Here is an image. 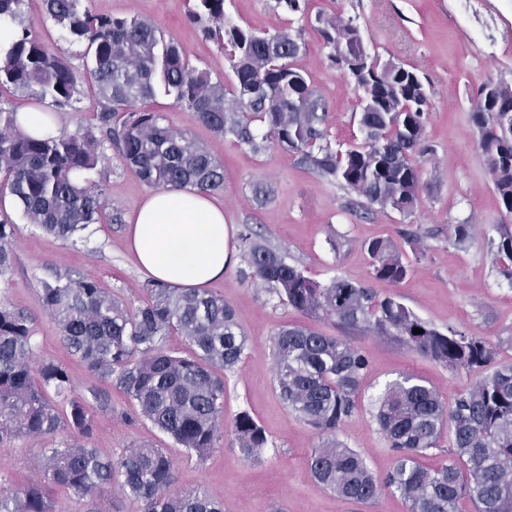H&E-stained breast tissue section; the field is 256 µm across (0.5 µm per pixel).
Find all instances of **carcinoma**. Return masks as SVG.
<instances>
[{"label":"carcinoma","instance_id":"carcinoma-1","mask_svg":"<svg viewBox=\"0 0 512 512\" xmlns=\"http://www.w3.org/2000/svg\"><path fill=\"white\" fill-rule=\"evenodd\" d=\"M23 0H0V21H17ZM84 0H44L47 16L73 44L84 46L83 72L51 52L28 27L0 52V87L26 93L58 109L77 102L78 85L91 79L103 101L93 131L36 137L17 126L16 110L0 108V195L10 194L22 217L73 243L84 240L104 209L102 185L89 179L108 143L124 166L151 188L189 186L208 195L224 186V168L198 142L138 104L161 90L224 138L258 151L266 142L297 156L313 173L352 196L351 207L413 213L426 183L416 158L426 155L430 99L413 68L385 63L365 70L357 28L336 15L316 18L330 63L348 72L358 94L361 143L345 150L327 134L328 106L294 65L304 43L288 31L256 32L225 12L226 0H192L191 20L216 41L234 81H212L191 66L179 46L137 15L102 16ZM503 214L512 217V85L480 87L472 112ZM492 266L512 283V225H495ZM15 225L0 221V275L14 258ZM375 277L398 284L409 273L389 239L370 242ZM250 278L302 315L333 319L350 331L390 338L451 371L479 379L449 403L425 381L405 377L378 396L374 419L395 454L379 485L364 457L331 438L359 407L368 359L344 337L307 326L284 325L271 337L276 388L289 411L329 440L310 456L312 476L337 497L367 504L382 488L399 494L409 512H458L468 499L475 512H512V363L496 365V349L482 337L436 329L396 297L378 299L362 285L334 278L317 282L288 256L249 241ZM134 306L88 278L56 276L41 282V300L70 354L94 378L107 379L136 407L129 422H151L179 447L205 459L224 437V375L242 360L245 335L224 297L148 280ZM421 332L415 334L413 329ZM185 339L191 354L163 348L166 337ZM490 373H484L487 368ZM95 426L75 394L65 364L40 359L31 319L0 299V442H45L40 477L0 488V512H54L53 493L64 489L96 500L112 488L141 504V512H224L202 487L184 492L165 449L150 444L103 453L92 447ZM230 432L251 457L268 444L246 412ZM449 436L453 451L434 469L419 458Z\"/></svg>","mask_w":512,"mask_h":512}]
</instances>
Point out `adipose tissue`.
Returning <instances> with one entry per match:
<instances>
[{
	"instance_id": "1",
	"label": "adipose tissue",
	"mask_w": 512,
	"mask_h": 512,
	"mask_svg": "<svg viewBox=\"0 0 512 512\" xmlns=\"http://www.w3.org/2000/svg\"><path fill=\"white\" fill-rule=\"evenodd\" d=\"M127 243L147 276L186 290L223 279L236 261L223 206L188 187L149 192L128 218Z\"/></svg>"
}]
</instances>
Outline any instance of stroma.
<instances>
[{
  "mask_svg": "<svg viewBox=\"0 0 512 512\" xmlns=\"http://www.w3.org/2000/svg\"><path fill=\"white\" fill-rule=\"evenodd\" d=\"M100 15H139L178 42L189 63L231 83L234 74L223 51L187 17L189 0H85ZM233 22L256 31L285 28L305 48L295 64L329 107L328 134L341 147L361 142L359 108L348 76L331 66L327 50L311 22L320 13H338L358 28L368 52L380 62L407 64L426 79L430 109L424 161L427 188L407 217L395 212L352 211L348 196L301 165L275 145L252 150L216 136L198 123L173 97L156 94L143 109L163 113L224 166V186L213 198L224 206L233 229L231 243L239 257L221 280L211 284L236 312L249 339L242 361L225 372L224 420L248 413L260 424L268 445L248 458L234 436L227 435L205 459L197 460L146 420L131 424L130 406L120 391L109 402L94 396L101 384L71 361L40 298V282L52 274L96 280L112 294L139 303L145 274L125 237V220L148 194V186L124 167L113 148H104L93 180L106 188L101 223L83 244L47 235L25 223L19 210L0 212L16 226L15 260L0 276L11 305L34 322L38 353L67 362L73 388L94 417L95 447L119 451L139 444L167 449L181 490L205 488L224 512H407L403 499L383 491L368 505L338 498L311 475L309 459L323 438L283 404L275 387L271 336L284 325L306 324L305 316L282 305L248 277L241 233H254L269 247L286 253L308 277L327 282L339 277L370 288L380 297L399 296L423 320L440 331L461 328L481 336L497 351V360L512 363V283L492 268L490 240L494 225L505 223L472 122L473 100L487 80L512 85V0H474L461 11L457 0H306L304 14L288 15L276 0H226ZM21 18L52 51L81 68V45L70 43L47 19L43 0H24ZM102 105L90 80L80 85L75 107L57 111L58 128L67 133L94 129ZM455 224L472 225L463 245L449 244ZM391 239L411 265L407 278L392 284L375 278L367 251L370 241ZM352 343L369 358L361 405L336 433L338 441L360 451L377 480H385L395 462L374 418V400L389 382L413 375L446 399H454L476 380V373L456 372L384 338L356 334ZM42 441L20 438L0 443V476L19 484L33 475Z\"/></svg>",
  "mask_w": 512,
  "mask_h": 512,
  "instance_id": "1",
  "label": "stroma"
}]
</instances>
